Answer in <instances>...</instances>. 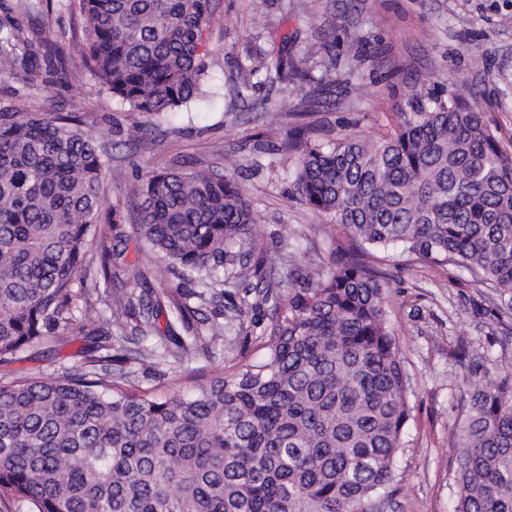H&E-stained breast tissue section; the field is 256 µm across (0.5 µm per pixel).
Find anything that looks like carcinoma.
<instances>
[{"mask_svg":"<svg viewBox=\"0 0 512 512\" xmlns=\"http://www.w3.org/2000/svg\"><path fill=\"white\" fill-rule=\"evenodd\" d=\"M84 38L58 50L99 93L149 116L208 94L204 32L214 0H74ZM34 38L0 26V73L34 81ZM325 74L336 56L310 45L279 57L284 80ZM82 98L34 112L0 98V363L84 323L79 303L105 286L113 331L130 344L78 374L0 381L4 512H386L412 382L386 314L375 252L400 247L451 262L512 293V154L454 90L414 93L393 133L292 139L296 185L329 223L331 261L293 265L260 248L244 190L210 170L147 162L137 176L136 230L177 284L113 261L124 212L104 184L108 159L85 127ZM254 279L252 304L236 289ZM220 303L223 321L194 323ZM168 307L181 359L234 351L226 371L189 394L140 385L126 364L159 363L151 340ZM276 318L264 355L236 350L252 309ZM469 396L448 439L457 461L454 512H512V361L463 352Z\"/></svg>","mask_w":512,"mask_h":512,"instance_id":"cac0c4a2","label":"carcinoma"}]
</instances>
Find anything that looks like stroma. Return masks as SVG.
I'll return each instance as SVG.
<instances>
[{
	"label": "stroma",
	"instance_id": "1",
	"mask_svg": "<svg viewBox=\"0 0 512 512\" xmlns=\"http://www.w3.org/2000/svg\"><path fill=\"white\" fill-rule=\"evenodd\" d=\"M0 23L26 33L38 29L51 48L40 58L35 83L0 77V97L19 98L39 112L84 98L88 128L112 146V200L125 199L137 166L148 161L214 170L234 177L260 212V244L268 250L297 238L308 258L328 255L326 244L311 233L325 216L298 198L297 154L285 146L294 130L312 140L378 138L395 129L409 90L445 85L482 108L485 122L512 153V0H267L260 13L250 0H215L204 33L210 93L172 118H141L118 102L99 103L86 71L58 67L53 49L83 35L79 16L66 6L37 20L25 0H0ZM316 40L336 53L334 76L316 68L311 81L285 83L255 72L258 61L283 50L301 57ZM255 157L264 169L243 170ZM380 269L387 318L413 383L396 461L401 490L394 512H453L456 461L448 453V436L467 396L456 355L464 345L512 359V321L496 322L490 314L494 291L476 286L453 264L431 265L392 248ZM95 348L94 337L76 328L52 344L48 356L23 353L0 363V377L74 373ZM226 365L222 356H188L177 370L141 365L137 376L142 387L187 393L197 385L198 371L212 374Z\"/></svg>",
	"mask_w": 512,
	"mask_h": 512
}]
</instances>
